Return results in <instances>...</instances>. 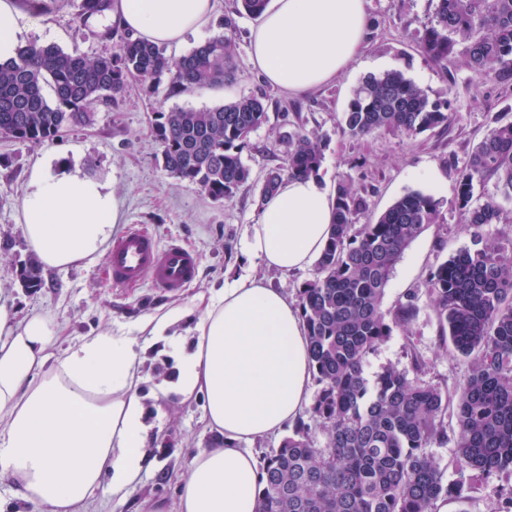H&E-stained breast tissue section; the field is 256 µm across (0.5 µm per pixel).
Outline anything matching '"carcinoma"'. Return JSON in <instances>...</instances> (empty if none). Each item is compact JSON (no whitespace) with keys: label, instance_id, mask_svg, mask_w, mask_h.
I'll return each mask as SVG.
<instances>
[{"label":"carcinoma","instance_id":"obj_1","mask_svg":"<svg viewBox=\"0 0 512 512\" xmlns=\"http://www.w3.org/2000/svg\"><path fill=\"white\" fill-rule=\"evenodd\" d=\"M113 0H79L84 26L105 19ZM268 0H236L235 14L260 15ZM421 47L442 68L460 54L479 78L512 87V0H437ZM234 44L217 35L171 63L163 47L129 33L116 48L93 58L54 44L28 45L16 60L0 64V134L41 143L61 130L91 122L93 106L109 104L133 82L152 92L169 78L171 90L192 92L234 78ZM51 87L54 98L45 94ZM452 113L401 71L369 76L343 112L353 137L381 131L410 136L448 125ZM267 121L263 98L241 96L214 107L160 112L154 133L158 164L179 181L222 202L251 179L241 150ZM321 141L302 132L288 136L285 166L266 175L260 199L275 193L286 176H317ZM492 183L512 198V121L496 122L459 170L452 204L466 214L465 248L429 272L427 294L440 327L469 363L466 385L454 394L386 367L365 375L368 356L393 328L415 318L418 294L383 309L385 290L404 250L436 223L444 200L412 191L372 222L357 224L370 204L353 185L336 186L330 236L315 275L298 289L299 308L319 391L310 421L264 458L258 512H436L474 484L445 483L428 448L453 440L455 467L480 475L512 476V237L491 240L486 227L503 210L480 189ZM24 288L42 285L37 268L22 267ZM455 419L448 425L447 418ZM325 445L316 447L311 425Z\"/></svg>","mask_w":512,"mask_h":512}]
</instances>
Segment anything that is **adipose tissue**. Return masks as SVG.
Wrapping results in <instances>:
<instances>
[{
	"mask_svg": "<svg viewBox=\"0 0 512 512\" xmlns=\"http://www.w3.org/2000/svg\"><path fill=\"white\" fill-rule=\"evenodd\" d=\"M213 0H114L112 19L159 45H179L211 19ZM366 0H272L250 32L253 67L295 95L332 81L357 57ZM28 28L14 0H0V64L14 60ZM335 195L315 177L283 179L259 205L243 250L267 270L309 269L330 235ZM20 230L45 269L102 253L122 220L110 182L45 154L30 170ZM55 330L41 315L17 319L0 300V473L47 512H88L109 482L134 486L151 425L141 384L148 355L166 358L162 393L204 402L223 444L195 455L176 512H256L259 463L248 442L279 434L308 402L312 380L300 309L266 279L224 284L197 309L175 306L135 333L84 339L55 361Z\"/></svg>",
	"mask_w": 512,
	"mask_h": 512,
	"instance_id": "1",
	"label": "adipose tissue"
}]
</instances>
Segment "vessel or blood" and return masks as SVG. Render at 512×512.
<instances>
[{
    "mask_svg": "<svg viewBox=\"0 0 512 512\" xmlns=\"http://www.w3.org/2000/svg\"><path fill=\"white\" fill-rule=\"evenodd\" d=\"M197 254L181 243L160 245L148 231L131 226L109 249L105 278L116 286L149 284L164 294L186 288L198 274Z\"/></svg>",
    "mask_w": 512,
    "mask_h": 512,
    "instance_id": "b4317fda",
    "label": "vessel or blood"
}]
</instances>
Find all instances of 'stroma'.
Masks as SVG:
<instances>
[{
    "label": "stroma",
    "mask_w": 512,
    "mask_h": 512,
    "mask_svg": "<svg viewBox=\"0 0 512 512\" xmlns=\"http://www.w3.org/2000/svg\"><path fill=\"white\" fill-rule=\"evenodd\" d=\"M369 26L361 55L333 81L301 95H289L266 84L249 58L248 33L255 20L235 17L233 34L235 79L221 87L174 93L169 83L155 92L132 85L110 105L95 108L91 124L71 127L52 140L20 143L0 136V295L13 303L18 318L44 315L58 325L56 355L83 339L109 331L132 330L144 317L174 306H194L199 296L243 275L266 277L296 297L313 270L286 276L265 272L242 252L247 224L258 215L259 189L266 173L287 158L288 136L302 130L322 138L321 174L331 183L352 179L372 201L371 212L358 223L373 220L400 196L423 191L443 199L439 223L428 226L404 251L386 288L385 309H392L410 290H417L419 313L409 331L394 329L367 362V376L388 366L411 371L410 348H417L427 381L459 391L467 382V362L442 344L439 325L427 297L429 271L461 249L470 247L463 232L465 216L451 204L457 172L476 144L498 119L512 120V87L479 79L464 57L439 68L420 49L426 26L434 18V0H368ZM71 0H51L39 16L27 43L54 44L69 53L96 57L112 52L114 42L94 36L82 26ZM399 70L431 98H450L456 118L444 130L417 136L378 132L355 139L340 126L341 115L357 86L368 76ZM266 93L267 122L254 131L242 150L252 179L229 200L213 202L193 184L169 177L158 165L153 124L158 112L174 108L213 107L243 95ZM47 152L78 161L88 175L109 180L120 201L123 224L147 227L160 244L178 240L200 255L193 285L164 295L149 285L120 288L103 277L106 255L65 269L42 272V286L22 288L19 273L34 258L19 229L20 199L27 174ZM149 421L157 436L140 481L128 489L121 504L102 485L89 512H147L150 502H174L178 479L189 460L213 448L219 436L203 421L197 400L147 399Z\"/></svg>",
    "instance_id": "obj_1"
}]
</instances>
